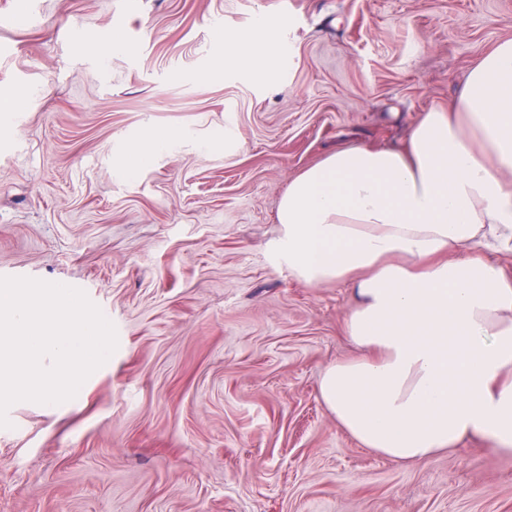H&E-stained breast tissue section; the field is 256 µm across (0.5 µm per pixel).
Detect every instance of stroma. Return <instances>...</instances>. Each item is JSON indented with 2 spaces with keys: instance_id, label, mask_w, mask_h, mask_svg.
<instances>
[{
  "instance_id": "1",
  "label": "stroma",
  "mask_w": 512,
  "mask_h": 512,
  "mask_svg": "<svg viewBox=\"0 0 512 512\" xmlns=\"http://www.w3.org/2000/svg\"><path fill=\"white\" fill-rule=\"evenodd\" d=\"M261 18L258 65L214 71ZM506 39L512 0H0V276L118 335L74 399L9 409L0 512H512V450L402 463L337 424L353 291L270 249L296 175L399 144Z\"/></svg>"
}]
</instances>
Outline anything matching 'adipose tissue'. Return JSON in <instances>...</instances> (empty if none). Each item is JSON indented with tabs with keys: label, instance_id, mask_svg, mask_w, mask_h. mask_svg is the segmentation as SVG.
Segmentation results:
<instances>
[{
	"label": "adipose tissue",
	"instance_id": "ef3b65f1",
	"mask_svg": "<svg viewBox=\"0 0 512 512\" xmlns=\"http://www.w3.org/2000/svg\"><path fill=\"white\" fill-rule=\"evenodd\" d=\"M273 251L289 275L357 298L359 357L320 396L363 447L410 463L467 437L512 447V40L400 144L337 150L289 184Z\"/></svg>",
	"mask_w": 512,
	"mask_h": 512
}]
</instances>
